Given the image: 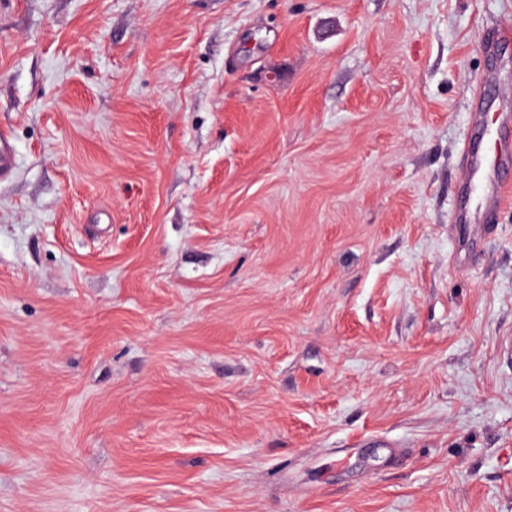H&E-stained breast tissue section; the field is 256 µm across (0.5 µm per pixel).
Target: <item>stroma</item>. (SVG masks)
Listing matches in <instances>:
<instances>
[{
	"label": "stroma",
	"instance_id": "obj_1",
	"mask_svg": "<svg viewBox=\"0 0 512 512\" xmlns=\"http://www.w3.org/2000/svg\"><path fill=\"white\" fill-rule=\"evenodd\" d=\"M512 0H0V512H512V201L454 222ZM16 164L14 145L10 135L3 128L0 129V179L9 175Z\"/></svg>",
	"mask_w": 512,
	"mask_h": 512
}]
</instances>
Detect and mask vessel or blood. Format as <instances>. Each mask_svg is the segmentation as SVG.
I'll return each mask as SVG.
<instances>
[{
	"label": "vessel or blood",
	"mask_w": 512,
	"mask_h": 512,
	"mask_svg": "<svg viewBox=\"0 0 512 512\" xmlns=\"http://www.w3.org/2000/svg\"><path fill=\"white\" fill-rule=\"evenodd\" d=\"M512 48V24L502 23L489 37V93L470 131L461 163V183L454 221L467 229H487L512 197V82L500 73Z\"/></svg>",
	"instance_id": "1"
}]
</instances>
